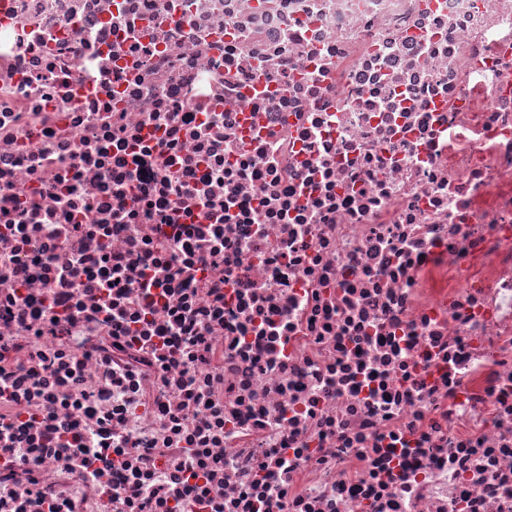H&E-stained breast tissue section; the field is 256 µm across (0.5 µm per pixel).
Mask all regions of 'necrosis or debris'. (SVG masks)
I'll return each mask as SVG.
<instances>
[{
	"mask_svg": "<svg viewBox=\"0 0 512 512\" xmlns=\"http://www.w3.org/2000/svg\"><path fill=\"white\" fill-rule=\"evenodd\" d=\"M0 512H512V0H0Z\"/></svg>",
	"mask_w": 512,
	"mask_h": 512,
	"instance_id": "necrosis-or-debris-1",
	"label": "necrosis or debris"
}]
</instances>
